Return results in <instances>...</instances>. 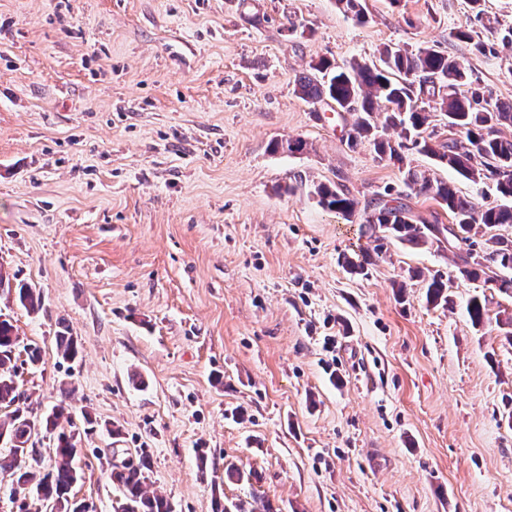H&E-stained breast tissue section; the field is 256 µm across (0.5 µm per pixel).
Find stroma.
<instances>
[{"label": "stroma", "mask_w": 512, "mask_h": 512, "mask_svg": "<svg viewBox=\"0 0 512 512\" xmlns=\"http://www.w3.org/2000/svg\"><path fill=\"white\" fill-rule=\"evenodd\" d=\"M361 2L359 22L335 0H0V266L43 295L33 314L0 293V313L42 349L17 378L34 414L71 382L74 420L95 421L72 492L97 512H113L100 460L116 447L149 449L174 512H213L218 496L276 512H512V344L496 321L471 324L482 283L448 249L391 238L352 273L377 245L314 188L450 215L342 142L352 116L319 120L295 92L320 60L434 44L512 100V0ZM295 138L304 152L278 150ZM66 328L73 362L56 355ZM229 462L256 479H227Z\"/></svg>", "instance_id": "1"}]
</instances>
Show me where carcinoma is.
Listing matches in <instances>:
<instances>
[{"mask_svg": "<svg viewBox=\"0 0 512 512\" xmlns=\"http://www.w3.org/2000/svg\"><path fill=\"white\" fill-rule=\"evenodd\" d=\"M296 93L304 101L325 104L334 112L355 116L346 131L345 142L355 148L368 142L381 159L406 167L405 184L418 195H427L444 205L452 223L441 224L413 214L402 201L380 199L361 217L362 233L374 239L392 237L412 248L444 246L455 251V264L462 277L483 281L495 291L512 299V239L492 235L491 247L475 249L471 241L479 231L512 225V206L481 207L473 199L459 194L456 187L430 177L424 170L411 167L405 152L413 150L437 161L471 181L492 183L503 198L512 199V138L501 135V128L512 127V101H501L480 85L468 81L464 65L433 45L415 48L386 46L380 53V65L353 61L335 67L326 60L310 66L296 79ZM442 112L448 127L458 137L439 139L430 128L431 113ZM390 129L400 130V141L385 136ZM319 203L342 214L355 216L358 201L340 187L319 184L315 188ZM0 290L15 292L20 305L31 312L42 308V297L30 285H13L7 271L0 268ZM446 283L434 277L427 285V300L439 304L448 300ZM489 300L473 296L467 313L476 327L490 319ZM58 355L72 361L79 355V343L69 332L56 336ZM26 362H41L36 345L19 347V338L10 320L0 317V440L9 445V454L0 455V470L12 475L11 493L26 501L36 499L50 512H96L94 505L71 496L81 479L77 466V438L81 428L71 415L70 399L74 389L61 388V400L50 413L35 416L21 405L15 378L20 352ZM68 427H59L60 420ZM45 431L53 434V464L46 472L33 466H21L25 445ZM150 454L142 448L134 457L107 467L112 487L120 499L114 512H173L169 499L150 489Z\"/></svg>", "mask_w": 512, "mask_h": 512, "instance_id": "cac0c4a2", "label": "carcinoma"}]
</instances>
